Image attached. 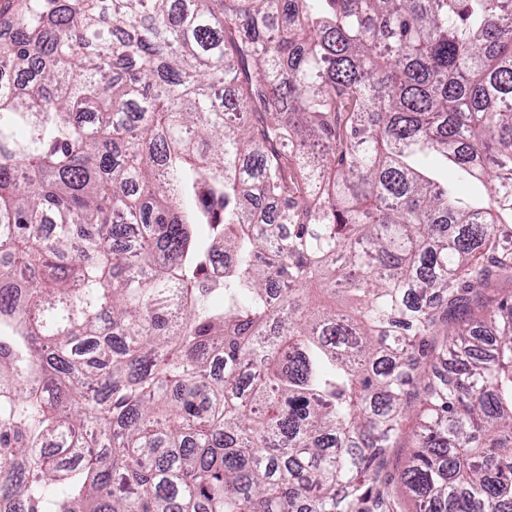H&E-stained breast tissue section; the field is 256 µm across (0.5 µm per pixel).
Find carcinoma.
I'll list each match as a JSON object with an SVG mask.
<instances>
[{
    "label": "carcinoma",
    "mask_w": 512,
    "mask_h": 512,
    "mask_svg": "<svg viewBox=\"0 0 512 512\" xmlns=\"http://www.w3.org/2000/svg\"><path fill=\"white\" fill-rule=\"evenodd\" d=\"M7 25L0 512H512V0Z\"/></svg>",
    "instance_id": "obj_1"
}]
</instances>
